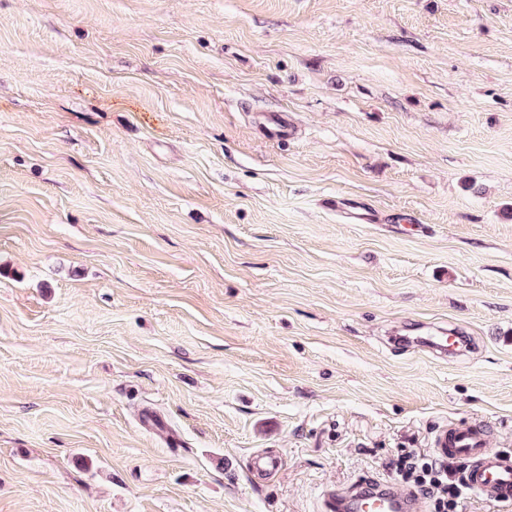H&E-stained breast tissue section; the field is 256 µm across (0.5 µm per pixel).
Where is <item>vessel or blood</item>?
I'll use <instances>...</instances> for the list:
<instances>
[{"label": "vessel or blood", "instance_id": "1", "mask_svg": "<svg viewBox=\"0 0 512 512\" xmlns=\"http://www.w3.org/2000/svg\"><path fill=\"white\" fill-rule=\"evenodd\" d=\"M440 458L469 460L463 478L468 488L494 501H512V457L489 448L486 430L479 424L460 422L442 430L435 440ZM417 498L391 486L359 482L329 491L323 512H419Z\"/></svg>", "mask_w": 512, "mask_h": 512}]
</instances>
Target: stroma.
I'll use <instances>...</instances> for the list:
<instances>
[{
  "label": "stroma",
  "mask_w": 512,
  "mask_h": 512,
  "mask_svg": "<svg viewBox=\"0 0 512 512\" xmlns=\"http://www.w3.org/2000/svg\"><path fill=\"white\" fill-rule=\"evenodd\" d=\"M511 209L512 0H0V512L512 456Z\"/></svg>",
  "instance_id": "35a3bbf8"
}]
</instances>
